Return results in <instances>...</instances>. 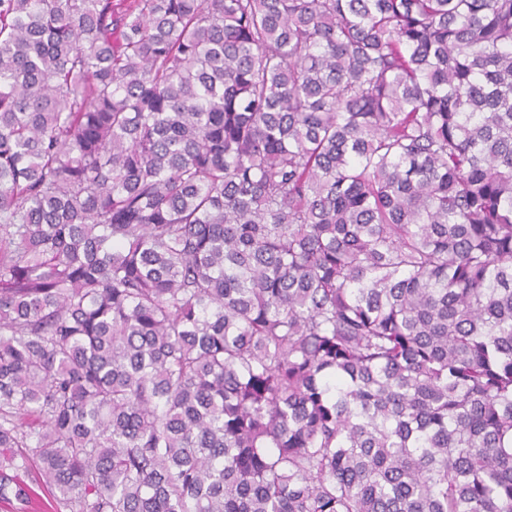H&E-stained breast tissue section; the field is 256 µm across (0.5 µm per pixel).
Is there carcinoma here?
Wrapping results in <instances>:
<instances>
[{"mask_svg": "<svg viewBox=\"0 0 512 512\" xmlns=\"http://www.w3.org/2000/svg\"><path fill=\"white\" fill-rule=\"evenodd\" d=\"M512 512V0H0V499Z\"/></svg>", "mask_w": 512, "mask_h": 512, "instance_id": "carcinoma-1", "label": "carcinoma"}]
</instances>
